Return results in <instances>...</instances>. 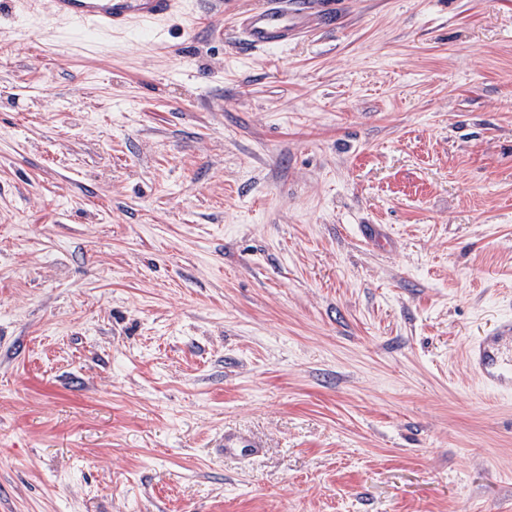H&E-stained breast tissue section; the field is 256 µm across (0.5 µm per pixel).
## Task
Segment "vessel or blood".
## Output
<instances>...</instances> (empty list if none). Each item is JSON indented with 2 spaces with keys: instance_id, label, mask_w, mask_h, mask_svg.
<instances>
[{
  "instance_id": "1",
  "label": "vessel or blood",
  "mask_w": 512,
  "mask_h": 512,
  "mask_svg": "<svg viewBox=\"0 0 512 512\" xmlns=\"http://www.w3.org/2000/svg\"><path fill=\"white\" fill-rule=\"evenodd\" d=\"M185 0H41L45 17L82 24L99 31L124 30L131 25L159 26L183 14ZM311 20L300 5L288 0H266L261 7L246 11L238 19L244 44L251 48L285 46ZM467 361L480 381L500 394L512 393V318L497 321L472 340Z\"/></svg>"
}]
</instances>
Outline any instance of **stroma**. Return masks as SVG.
Segmentation results:
<instances>
[{"label": "stroma", "instance_id": "1", "mask_svg": "<svg viewBox=\"0 0 512 512\" xmlns=\"http://www.w3.org/2000/svg\"><path fill=\"white\" fill-rule=\"evenodd\" d=\"M258 3L0 0V512H512V0ZM45 17L87 25L99 31L124 30L131 25L160 26L185 12V0H44L37 1ZM309 12L288 0H266L261 7L246 11L238 19L243 43L250 48L285 46L310 27ZM467 361L480 381L500 394L512 393V318L497 321L472 340Z\"/></svg>", "mask_w": 512, "mask_h": 512}]
</instances>
